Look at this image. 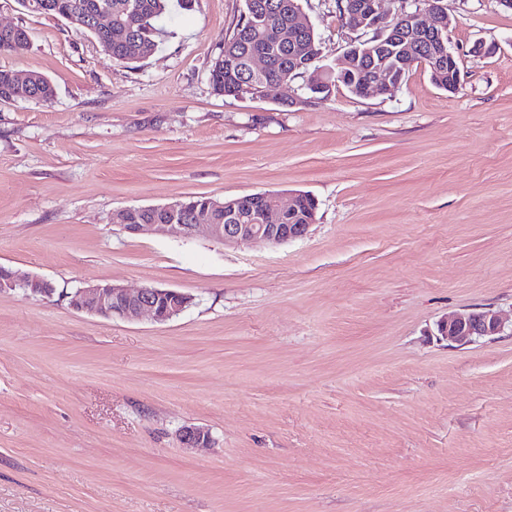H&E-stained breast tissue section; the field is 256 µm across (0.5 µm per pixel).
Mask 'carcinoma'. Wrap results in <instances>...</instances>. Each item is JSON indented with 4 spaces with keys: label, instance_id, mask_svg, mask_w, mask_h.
I'll use <instances>...</instances> for the list:
<instances>
[{
    "label": "carcinoma",
    "instance_id": "obj_1",
    "mask_svg": "<svg viewBox=\"0 0 512 512\" xmlns=\"http://www.w3.org/2000/svg\"><path fill=\"white\" fill-rule=\"evenodd\" d=\"M45 13L65 18L72 13L90 16L106 12L112 16V33L94 26L75 29L78 35L92 36L98 45L108 49V56L121 64H136L149 57L158 47L161 29L159 20L172 7V0H46ZM299 0H244V9L232 32L224 36L219 54L213 59L210 80L219 95L234 96L256 91L271 81H291L305 76L306 94L316 98L311 88L315 81L317 64H306L319 50L315 30L295 29V12ZM408 63L429 60L434 47L414 38L406 41ZM254 54L268 57L270 67L261 76L250 68ZM371 62L358 63L355 78L347 79L344 86L358 97L362 91L364 75ZM460 71L458 60L433 61L430 68L435 84L448 86ZM16 71L0 69V100L15 94ZM32 78L25 92L36 101L46 102L54 96V87L41 72L30 71Z\"/></svg>",
    "mask_w": 512,
    "mask_h": 512
}]
</instances>
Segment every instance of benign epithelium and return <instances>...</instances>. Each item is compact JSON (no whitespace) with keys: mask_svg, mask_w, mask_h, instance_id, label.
Segmentation results:
<instances>
[{"mask_svg":"<svg viewBox=\"0 0 512 512\" xmlns=\"http://www.w3.org/2000/svg\"><path fill=\"white\" fill-rule=\"evenodd\" d=\"M384 2L385 0H351L348 18L349 26L380 29L382 33L388 34L387 40L368 42L362 47L352 44L337 70L318 69L321 74L330 77L335 75L342 79L351 73L359 57L371 59L373 73L364 85L369 98L400 84L406 64V55L400 46L406 39L415 36L429 40L439 49L446 48L448 44L446 27L435 22V17L442 14L441 5L436 0H422V6L412 14H395L384 8ZM258 197L261 204L256 208L251 205L252 195L242 196V202L247 209L248 222L245 224L239 221L228 224H185L180 220L186 209L182 200L164 205L165 222L160 224H127L125 213L121 209L112 213V223L124 232L138 236L171 228L188 239L204 230L212 239L226 246L243 241L279 245L307 235L310 229L308 224L269 223V219L283 210L298 213L306 194L298 193L286 203L275 201L264 192L258 194ZM4 290H20L33 296H50L54 288L48 281L36 276L0 267V291ZM191 301L189 295L176 290L147 287L131 292L107 283L80 287L70 296V305L78 311L105 318L123 319L148 314L159 322H165L180 314ZM504 328L503 319L487 308L457 312L438 323L440 335L460 344H470L482 338L496 336ZM180 440L184 445L194 447L209 442L211 435L204 428L189 426L181 430Z\"/></svg>","mask_w":512,"mask_h":512,"instance_id":"7a95c632","label":"benign epithelium"}]
</instances>
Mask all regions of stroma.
Listing matches in <instances>:
<instances>
[{
	"instance_id": "obj_1",
	"label": "stroma",
	"mask_w": 512,
	"mask_h": 512,
	"mask_svg": "<svg viewBox=\"0 0 512 512\" xmlns=\"http://www.w3.org/2000/svg\"><path fill=\"white\" fill-rule=\"evenodd\" d=\"M333 67L371 31L300 0ZM244 0H192L119 64L63 19L0 0L51 102L0 100V512H512V10L443 0L457 91L412 64L374 98L303 78L240 97L210 67ZM305 192L280 245L134 236L113 211ZM93 283L194 298L165 322L73 309ZM209 430L189 448L179 432ZM4 290H20L33 296H50L54 288L48 281L36 276L0 267V291ZM437 326L440 335L446 339L460 344H470L502 333L505 322L490 309L472 308L449 316Z\"/></svg>"
}]
</instances>
